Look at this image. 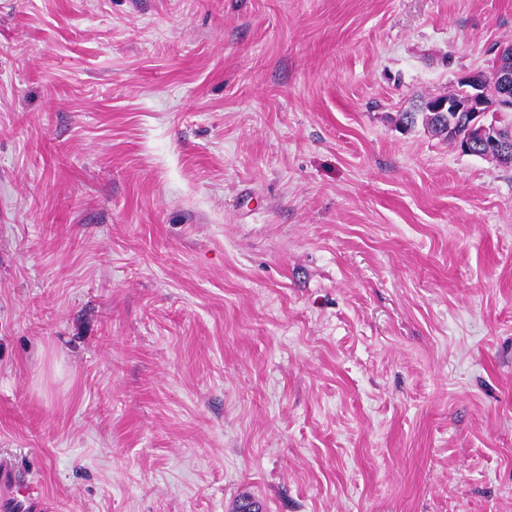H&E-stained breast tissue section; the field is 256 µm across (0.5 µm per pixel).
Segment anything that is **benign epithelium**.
I'll use <instances>...</instances> for the list:
<instances>
[{
    "instance_id": "benign-epithelium-1",
    "label": "benign epithelium",
    "mask_w": 512,
    "mask_h": 512,
    "mask_svg": "<svg viewBox=\"0 0 512 512\" xmlns=\"http://www.w3.org/2000/svg\"><path fill=\"white\" fill-rule=\"evenodd\" d=\"M488 81L489 76L476 72L463 77L462 82L467 84L465 97H439L431 111L438 113V119L442 122L449 112H476L480 117L489 112H512V70L505 67L495 73L494 81L499 92L493 104L488 102L484 90ZM485 146L494 148L501 156L512 158V134L506 135L499 125H490L478 119L471 123L460 152L470 155L472 149Z\"/></svg>"
}]
</instances>
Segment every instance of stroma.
Masks as SVG:
<instances>
[{
  "instance_id": "35a3bbf8",
  "label": "stroma",
  "mask_w": 512,
  "mask_h": 512,
  "mask_svg": "<svg viewBox=\"0 0 512 512\" xmlns=\"http://www.w3.org/2000/svg\"><path fill=\"white\" fill-rule=\"evenodd\" d=\"M512 0H0V468L24 512H512V169L401 112Z\"/></svg>"
}]
</instances>
